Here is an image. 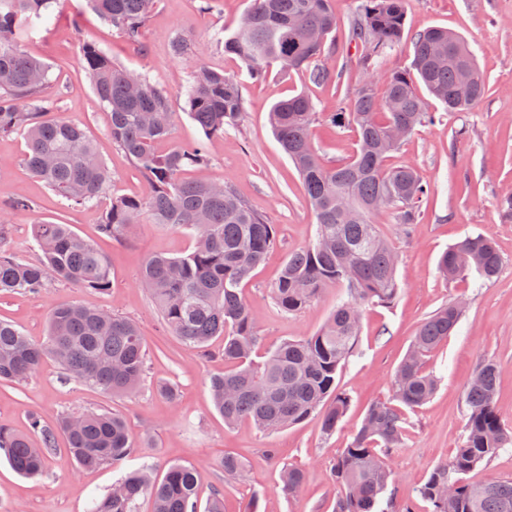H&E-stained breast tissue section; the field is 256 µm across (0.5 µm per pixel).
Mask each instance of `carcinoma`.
Listing matches in <instances>:
<instances>
[{"instance_id":"cac0c4a2","label":"carcinoma","mask_w":512,"mask_h":512,"mask_svg":"<svg viewBox=\"0 0 512 512\" xmlns=\"http://www.w3.org/2000/svg\"><path fill=\"white\" fill-rule=\"evenodd\" d=\"M88 2L102 21L138 44L157 0ZM54 4L0 0V135L25 131L27 167L70 207H82L106 192L111 172L81 124L50 116L54 102L48 94L49 66L21 48L24 31ZM336 25L331 0H252L236 30L217 42L257 82L265 79L269 65L278 63L312 84H322L332 73L317 61L335 52ZM349 40L361 46V63L371 71L381 69L388 53L403 42L412 45L409 67L385 75L382 94L365 83L329 116L336 126L356 128L357 150L350 161L330 165L312 146L308 130L319 112L307 94L281 99L269 112L273 134L297 168L316 215L315 242L288 256L272 288L273 300L281 311L294 313L321 288L339 282L346 283L349 298L336 306L316 335L285 340L261 361L252 357L259 336L240 288L274 245L273 225L222 184L180 179L185 169L208 164L209 155L202 143L154 153L153 144L170 135L168 91L147 75L117 65L94 44L83 47L86 77L111 112L112 142L154 185L147 203L113 198L101 230L118 235L146 211L155 224L196 230L191 252L149 258L139 282L147 284L166 325L187 346L205 353L213 338L224 337V373L211 378L210 391L227 426L248 420L274 432L303 422L322 406L321 431H336L350 403L338 390L336 375L357 347L363 307L389 304L399 293L397 256L371 222L370 206L385 198L400 223L413 224L428 195L415 168L387 164L401 144L391 139V132L401 128L407 136L437 121L418 93L420 83L450 112L469 111L485 93L484 73L462 37L442 27L405 37L404 0H361ZM185 95L188 113L209 139L241 118L240 86L221 71H194ZM33 241L43 253L39 264L0 249V293H38L50 277L98 291L112 287L107 257L68 225L37 224ZM501 265L495 243L477 235L448 247L440 257L439 273L445 280L472 272L491 279ZM462 315L450 302L420 325L396 369L391 397L370 406L332 467L339 488L335 512L393 508L394 476L379 453L388 455L402 443L401 407L419 408L434 395L437 381L423 371V361L451 335ZM48 358L77 382L124 393L144 374L146 341L138 325L125 317L70 304L53 307L40 343L0 320V384L31 377ZM476 375L466 392L464 443L417 490L430 504L429 512H512V479L479 484L466 479L512 444V433L495 410L500 385L496 364L484 362ZM31 428L40 435L38 445L28 434L0 427V454L16 473L29 478L44 472L58 429L66 435L71 458L84 468L109 464L120 469L138 448L125 419L112 413L65 416L56 430L34 415ZM304 479L303 470L285 469L282 491L295 495ZM200 480L196 468L180 463L154 480L144 463L117 479L110 493L94 499L91 512H138V500L146 494L154 501V512H197ZM448 483L455 485V492L443 499L439 489Z\"/></svg>"}]
</instances>
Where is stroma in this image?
<instances>
[{
	"label": "stroma",
	"instance_id": "35a3bbf8",
	"mask_svg": "<svg viewBox=\"0 0 512 512\" xmlns=\"http://www.w3.org/2000/svg\"><path fill=\"white\" fill-rule=\"evenodd\" d=\"M199 4L200 0H158L141 44L133 45L95 16L86 0H58L52 14L35 22L21 42L26 53L51 67L54 117L83 124L112 172V184L96 205L68 207L26 167L24 135L0 136V206L15 198L30 204L0 224V238L21 250L27 261L37 262L41 253L27 248L34 225H70L110 258L112 287L99 292L52 278L37 293L0 294V320L41 341L54 306L97 308L136 322L147 340L148 356L141 385L123 394L66 379L55 362L46 361L28 380L0 385V426L25 433L34 413L50 426L66 415L115 413L141 441L129 467L152 463L157 477L174 462L195 467L201 474L199 505H206L217 491L224 496V512H335L338 487L332 466L337 457L359 430L368 406L389 399L396 368L421 323L439 307L462 299L465 311L456 330L424 362L425 371L438 381L437 390L421 408L406 410L402 445L384 458L395 476L397 503L410 502L415 512H427L417 490L435 466L462 446L465 392L485 361L498 366L496 412L512 431V220L501 208L502 201L512 197V0H406L407 32L438 26L463 36L486 77V93L467 112L450 113L430 100L436 123L417 128L390 159L391 164L414 167L429 188V198L413 224L399 223L391 209L374 216L398 257L399 294L393 303L364 309L357 348L336 376L339 391L350 397V407L330 435L322 433L317 412L274 433L247 421L225 426L209 390L211 376L224 370L223 340L213 339L206 357L185 346L138 285L139 269L148 257L189 253L195 230L155 224L147 216L117 236L100 230L113 198L146 202L154 187L112 144L110 112L82 70V50L89 42L114 62L147 73L169 92L171 132L156 144L158 153L206 141L209 165L187 171V178L224 183L274 224V246L242 287L261 338L258 355L282 341L315 335L347 298L344 286L332 285L304 309L288 314L271 297L289 253L312 242L316 217L298 172L273 136L268 113L278 100L307 92L320 113L310 128L319 155L339 164L354 154V127L331 125L327 116L342 98L372 78L361 64L360 46L348 38L360 0H333L339 20L336 53L320 60L333 78L322 85L307 83L300 73L282 71L277 64L265 81H254L245 65L224 55L214 41L244 18L251 0H217L207 12ZM177 37L189 48L185 56L173 51ZM199 66L224 71L241 86L240 122L212 139L187 113L184 91ZM477 234L496 244L503 260L498 276L488 282L473 276L442 279L437 269L440 255ZM165 385L175 388L176 401L162 396ZM228 451L244 463L242 474L233 478L225 476L222 467ZM287 467L306 474L293 497L281 490L280 473ZM119 476L109 465L78 467L60 436L39 477L18 476L0 457V512H90L93 498L108 493Z\"/></svg>",
	"mask_w": 512,
	"mask_h": 512
}]
</instances>
